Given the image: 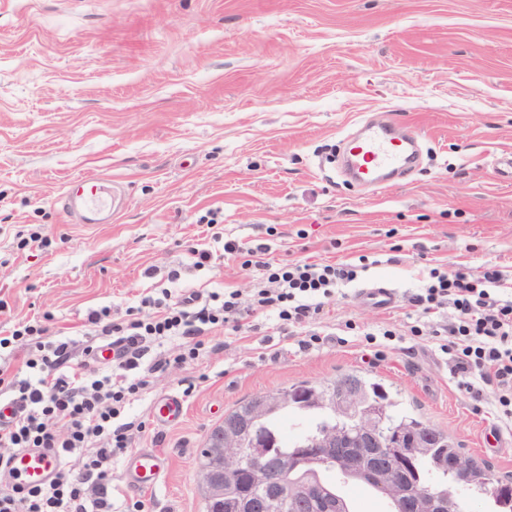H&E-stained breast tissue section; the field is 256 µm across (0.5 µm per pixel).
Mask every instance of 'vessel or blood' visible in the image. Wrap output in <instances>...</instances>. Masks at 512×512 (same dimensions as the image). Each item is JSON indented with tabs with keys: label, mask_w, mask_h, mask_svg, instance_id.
Here are the masks:
<instances>
[{
	"label": "vessel or blood",
	"mask_w": 512,
	"mask_h": 512,
	"mask_svg": "<svg viewBox=\"0 0 512 512\" xmlns=\"http://www.w3.org/2000/svg\"><path fill=\"white\" fill-rule=\"evenodd\" d=\"M347 173L359 183L380 186L390 176L411 170L417 161L414 138L396 133L392 124H365L360 136L346 140ZM83 195L79 202L60 196L58 206L65 215H77L80 223L95 224L109 208L108 200L120 197V189L112 188L110 181L100 178H80ZM357 298L375 309H388L397 302L394 289L376 283L358 289ZM12 474L28 486L42 485L53 480L59 469V459L51 449H22L10 462ZM124 470L131 484L140 487L155 486L164 470L162 457L152 450H141L129 455Z\"/></svg>",
	"instance_id": "obj_1"
}]
</instances>
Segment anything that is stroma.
<instances>
[{"label": "stroma", "mask_w": 512, "mask_h": 512, "mask_svg": "<svg viewBox=\"0 0 512 512\" xmlns=\"http://www.w3.org/2000/svg\"><path fill=\"white\" fill-rule=\"evenodd\" d=\"M376 116L419 134L423 164L375 189L342 181L337 145ZM512 0H0V337L15 319L81 340L90 311L142 293L249 290L235 239L271 255L369 264L342 288L319 347L270 333L268 318L155 378L127 416L132 451L165 463L134 488L112 465V501L203 512L198 455L239 402L356 372L405 413L512 475V429L476 408L427 338L408 335L406 298L428 264L512 272ZM81 176L122 181L109 224L54 204ZM216 254L194 266L190 247ZM178 280H168L169 272ZM393 308L361 305L370 283ZM355 336L339 342L346 321ZM395 330L374 358L363 338ZM177 394L181 420L153 407ZM357 298L363 304L375 309H389L397 302L395 290L381 283L359 288Z\"/></svg>", "instance_id": "stroma-1"}]
</instances>
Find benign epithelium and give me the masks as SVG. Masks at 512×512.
Returning <instances> with one entry per match:
<instances>
[{"mask_svg": "<svg viewBox=\"0 0 512 512\" xmlns=\"http://www.w3.org/2000/svg\"><path fill=\"white\" fill-rule=\"evenodd\" d=\"M297 398L291 391L274 393H261L253 401L251 413L254 420L265 418L271 409L283 407ZM308 403L325 407L332 413L352 418L356 421V435L351 437L345 431L335 427H325L310 435L304 445L306 453L310 456L331 457L336 461L337 467L344 472H353L359 467L360 457L373 453L383 446L381 438V410H372L366 407L363 394L349 385H340L334 390L325 393H312L307 396ZM246 426L242 423L232 422L220 429L218 446L210 449L208 443L211 437H206L205 451H213L212 463L198 471V480L205 487L209 498L213 502H224V465L237 460L242 438L245 437ZM269 444L266 436L253 442V461L248 468L251 484L257 488L277 491L288 487L289 494L302 495L315 494L312 486H303L298 480L290 478V474L298 464L282 455L273 464L262 459L265 454L264 446ZM412 464V459L405 460L383 457L378 459L372 467V480L393 500L398 501L404 496L403 485L395 479L397 466ZM448 469L457 475L459 487H469L476 484L464 456L458 455L448 462Z\"/></svg>", "mask_w": 512, "mask_h": 512, "instance_id": "benign-epithelium-1", "label": "benign epithelium"}]
</instances>
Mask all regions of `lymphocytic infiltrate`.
I'll list each match as a JSON object with an SVG mask.
<instances>
[{"label":"lymphocytic infiltrate","mask_w":512,"mask_h":512,"mask_svg":"<svg viewBox=\"0 0 512 512\" xmlns=\"http://www.w3.org/2000/svg\"><path fill=\"white\" fill-rule=\"evenodd\" d=\"M224 252L255 274L249 293L194 291L141 299L113 317L110 308L91 311L82 346L48 337L39 324L18 322L10 339L26 355L28 376L0 369V389L10 396L12 415L0 424V512H112V464L131 445L134 422L129 405L151 386L155 373L197 360L205 336L224 329H248L252 317H273L282 336H299L300 347L322 343L312 323L325 315L338 290L356 280L350 262L310 263L270 256L267 247L229 240ZM416 312L415 336L435 341L448 355L459 386L476 404H489L498 421L512 424V278L499 265L481 272L431 269L408 299ZM168 336L186 338L172 357H151L153 345ZM111 340V372L93 365L97 347ZM83 361L73 365L74 352ZM21 448L53 449L61 462L51 482L31 490L12 481L7 464Z\"/></svg>","instance_id":"f902f5d3"}]
</instances>
